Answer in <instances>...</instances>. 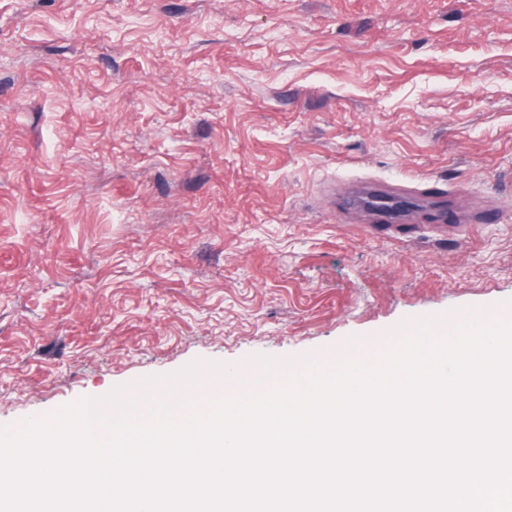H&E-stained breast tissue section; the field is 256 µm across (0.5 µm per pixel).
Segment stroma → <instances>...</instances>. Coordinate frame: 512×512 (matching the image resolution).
<instances>
[{
  "label": "stroma",
  "mask_w": 512,
  "mask_h": 512,
  "mask_svg": "<svg viewBox=\"0 0 512 512\" xmlns=\"http://www.w3.org/2000/svg\"><path fill=\"white\" fill-rule=\"evenodd\" d=\"M361 182L495 219L376 230ZM486 307L512 319V0H0V426Z\"/></svg>",
  "instance_id": "stroma-1"
}]
</instances>
